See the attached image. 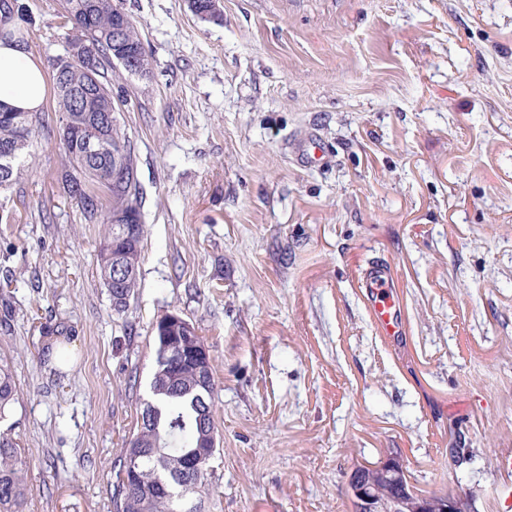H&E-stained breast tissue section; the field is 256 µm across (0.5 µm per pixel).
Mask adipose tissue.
<instances>
[{
    "label": "adipose tissue",
    "instance_id": "adipose-tissue-1",
    "mask_svg": "<svg viewBox=\"0 0 512 512\" xmlns=\"http://www.w3.org/2000/svg\"><path fill=\"white\" fill-rule=\"evenodd\" d=\"M42 70L24 50L0 42V102L24 109L39 108L45 98Z\"/></svg>",
    "mask_w": 512,
    "mask_h": 512
}]
</instances>
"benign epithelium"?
<instances>
[{"instance_id": "benign-epithelium-1", "label": "benign epithelium", "mask_w": 512, "mask_h": 512, "mask_svg": "<svg viewBox=\"0 0 512 512\" xmlns=\"http://www.w3.org/2000/svg\"><path fill=\"white\" fill-rule=\"evenodd\" d=\"M164 343L183 345L194 339L195 326L177 313L159 319ZM351 512H471L470 499L460 489L429 491L413 478L403 454L388 449L374 460H363L347 483Z\"/></svg>"}]
</instances>
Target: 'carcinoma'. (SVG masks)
<instances>
[{"label": "carcinoma", "instance_id": "obj_1", "mask_svg": "<svg viewBox=\"0 0 512 512\" xmlns=\"http://www.w3.org/2000/svg\"><path fill=\"white\" fill-rule=\"evenodd\" d=\"M215 0H188L190 10L213 6L208 20L222 19ZM0 0V41L27 47L29 30L18 23ZM60 15L67 19L66 47L82 45L94 53V77L85 62L70 65L66 79L88 86L95 93L96 109L84 106L53 78L57 111L61 113L60 142L67 161L58 179L60 191L77 202L84 223L103 226L99 247L100 277L113 310H127L138 288L139 262L146 240L141 220L143 191L137 177L134 145L122 129L112 101V73L130 72L112 49V28L123 25V41L135 52L142 71L149 69L140 34L131 17L110 0H60ZM112 114V124L101 118ZM45 128L42 110H19L0 104V150L18 153L12 168L0 177V189L13 187L28 171L35 138ZM106 191V200L95 189ZM124 269L121 288L112 287V263ZM154 374L150 397L136 410V431L125 438L113 463L114 512H202V488L207 480L214 448L198 447L201 432L217 429L214 368H197L187 353L160 349L161 336L152 329ZM17 361L0 352V419L19 401ZM28 461L20 442L9 430L0 431V512H27Z\"/></svg>", "mask_w": 512, "mask_h": 512}]
</instances>
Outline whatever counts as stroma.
I'll return each mask as SVG.
<instances>
[{"label": "stroma", "mask_w": 512, "mask_h": 512, "mask_svg": "<svg viewBox=\"0 0 512 512\" xmlns=\"http://www.w3.org/2000/svg\"><path fill=\"white\" fill-rule=\"evenodd\" d=\"M29 55L59 0H19ZM151 62L121 74L144 190L139 287L116 314L99 231L58 191L53 92L0 223V348L29 512H114L112 463L175 312L209 346L220 442L205 512H349L353 466L398 448L422 487L504 512L512 475V0H120ZM315 133L323 157L303 150ZM392 263L411 324L381 345L351 276ZM67 362L47 368L48 347ZM468 448L467 465L450 451ZM17 361L14 356L0 352V419L5 420L19 401L16 383Z\"/></svg>", "instance_id": "stroma-1"}]
</instances>
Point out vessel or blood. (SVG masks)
I'll return each instance as SVG.
<instances>
[{"label": "vessel or blood", "instance_id": "b4317fda", "mask_svg": "<svg viewBox=\"0 0 512 512\" xmlns=\"http://www.w3.org/2000/svg\"><path fill=\"white\" fill-rule=\"evenodd\" d=\"M395 269L374 263L360 276L359 282L368 301L370 318L379 335L387 342L402 339L405 323Z\"/></svg>", "mask_w": 512, "mask_h": 512}]
</instances>
